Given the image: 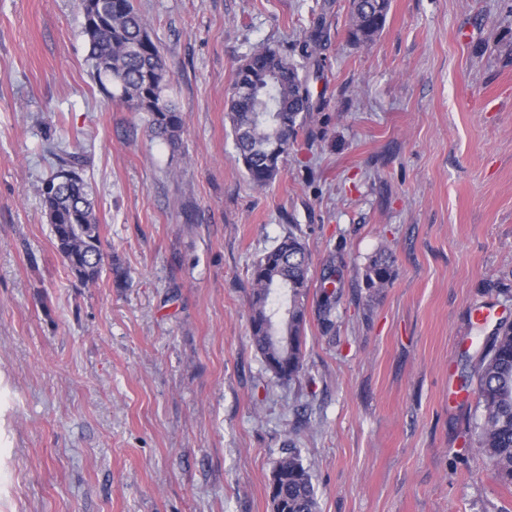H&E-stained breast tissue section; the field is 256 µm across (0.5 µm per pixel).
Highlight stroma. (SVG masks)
I'll use <instances>...</instances> for the list:
<instances>
[{"label": "stroma", "mask_w": 512, "mask_h": 512, "mask_svg": "<svg viewBox=\"0 0 512 512\" xmlns=\"http://www.w3.org/2000/svg\"><path fill=\"white\" fill-rule=\"evenodd\" d=\"M185 119L178 144L92 75L79 0H0V512H271L298 448L319 512H512L473 445V374L512 324V0H390L369 45L349 0H134ZM327 33L314 119L258 190L228 94L267 44ZM77 156L110 270L87 285L39 189ZM310 256L303 370L250 330L251 267ZM395 258L380 293L362 271ZM341 256L334 328L322 261Z\"/></svg>", "instance_id": "35a3bbf8"}]
</instances>
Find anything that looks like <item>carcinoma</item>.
I'll list each match as a JSON object with an SVG mask.
<instances>
[{
  "label": "carcinoma",
  "instance_id": "carcinoma-1",
  "mask_svg": "<svg viewBox=\"0 0 512 512\" xmlns=\"http://www.w3.org/2000/svg\"><path fill=\"white\" fill-rule=\"evenodd\" d=\"M80 7L88 59L99 86L131 111L145 114L152 137L177 143L185 121L166 94L170 83L166 56L133 0H80ZM389 7L390 0H351L352 40L372 42L384 26ZM324 30L321 15L314 38L304 46L301 63L261 44L237 67L229 118L239 160L255 188L263 189L274 181L279 163L312 118L309 77L311 69L318 66L313 55ZM76 165L70 161L69 169L52 175L39 192L59 253L80 281L93 283L103 270L105 254L94 205ZM309 266L305 246L290 234L252 267V340L264 364H275L270 373L281 383L297 379L303 368ZM340 266L336 254L327 256L317 309L318 321L327 332L334 326ZM393 276V260L385 250L377 252L363 272L370 291L386 287ZM477 395L483 417L476 451L492 463L503 484L512 485V326L499 329L490 338L478 367ZM272 475L278 483L270 495L271 509L318 512L310 468L296 449L286 450Z\"/></svg>",
  "mask_w": 512,
  "mask_h": 512
}]
</instances>
